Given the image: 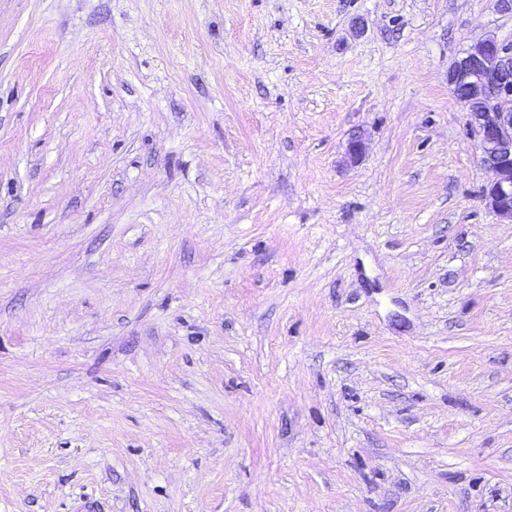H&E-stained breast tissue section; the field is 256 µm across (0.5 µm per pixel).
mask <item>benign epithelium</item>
I'll return each mask as SVG.
<instances>
[{
  "instance_id": "obj_1",
  "label": "benign epithelium",
  "mask_w": 512,
  "mask_h": 512,
  "mask_svg": "<svg viewBox=\"0 0 512 512\" xmlns=\"http://www.w3.org/2000/svg\"><path fill=\"white\" fill-rule=\"evenodd\" d=\"M448 85L467 111L480 166L492 173L484 201L512 222V43L489 37L469 47L449 68Z\"/></svg>"
}]
</instances>
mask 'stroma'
Listing matches in <instances>:
<instances>
[{"instance_id":"stroma-1","label":"stroma","mask_w":512,"mask_h":512,"mask_svg":"<svg viewBox=\"0 0 512 512\" xmlns=\"http://www.w3.org/2000/svg\"><path fill=\"white\" fill-rule=\"evenodd\" d=\"M493 36L0 0V512H512V223L448 86Z\"/></svg>"}]
</instances>
